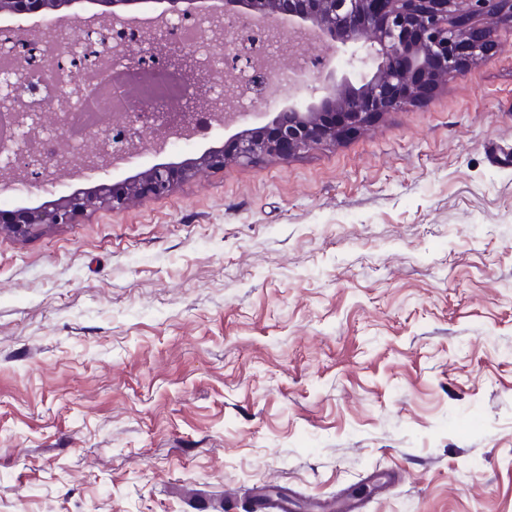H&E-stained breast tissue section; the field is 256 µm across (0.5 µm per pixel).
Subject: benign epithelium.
Masks as SVG:
<instances>
[{"label": "benign epithelium", "mask_w": 512, "mask_h": 512, "mask_svg": "<svg viewBox=\"0 0 512 512\" xmlns=\"http://www.w3.org/2000/svg\"><path fill=\"white\" fill-rule=\"evenodd\" d=\"M102 6L109 23L129 14L139 0H93ZM75 0H0V16L37 15L43 25L36 31L19 26L9 31L17 42L36 40L53 47L64 45L75 27L102 34L105 25H89L68 12ZM169 5L163 27L146 32L155 55L166 60L157 76L149 79L139 102L125 114L128 135L114 141L106 129L88 135L83 144L91 166L114 163L136 146L139 125L160 103L186 122L188 105L153 95L154 85L175 81L192 91L189 101H202L225 118L236 110L235 86L248 69L262 64V50L250 47V30L258 27L269 43L281 38L284 27L298 33L311 31L331 42L332 53L358 77L359 85L345 77L320 81L319 96L310 102H293L271 124L258 131L245 130L234 138L232 150H211L180 165L158 164L121 184L102 183L94 190L72 194L34 208L0 210V233L29 236L47 225L73 224L78 217L101 210L120 211L132 204L170 194L203 168L222 170L230 162L252 163L264 156L286 159L296 153L334 142L364 129L377 115L399 109L436 85L439 77L458 73L480 52L493 45L499 33L512 31V0H224V9L208 16L212 47L234 46L224 57V70L200 66L191 48L173 50L174 20L194 14V0H165ZM58 101L77 105L81 94L73 83L60 86ZM21 137L13 158L0 168V189L17 179L37 187L49 181L52 164L32 161L24 151L29 136L40 129L30 113L20 116Z\"/></svg>", "instance_id": "obj_1"}]
</instances>
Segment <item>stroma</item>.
Listing matches in <instances>:
<instances>
[{
  "instance_id": "obj_1",
  "label": "stroma",
  "mask_w": 512,
  "mask_h": 512,
  "mask_svg": "<svg viewBox=\"0 0 512 512\" xmlns=\"http://www.w3.org/2000/svg\"><path fill=\"white\" fill-rule=\"evenodd\" d=\"M329 53L274 54L282 94L249 127ZM267 485L512 512V33L339 141L0 234V512H243Z\"/></svg>"
}]
</instances>
